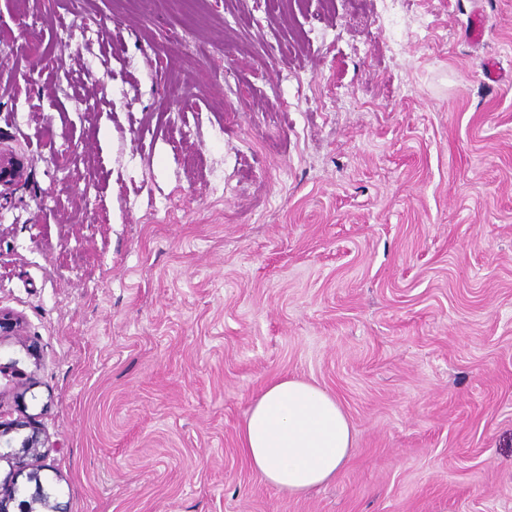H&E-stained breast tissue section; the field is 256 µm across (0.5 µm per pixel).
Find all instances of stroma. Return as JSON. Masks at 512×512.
<instances>
[{"label": "stroma", "mask_w": 512, "mask_h": 512, "mask_svg": "<svg viewBox=\"0 0 512 512\" xmlns=\"http://www.w3.org/2000/svg\"><path fill=\"white\" fill-rule=\"evenodd\" d=\"M0 54V421L68 512H512V0H0ZM284 377L353 433L302 496L238 439Z\"/></svg>", "instance_id": "35a3bbf8"}]
</instances>
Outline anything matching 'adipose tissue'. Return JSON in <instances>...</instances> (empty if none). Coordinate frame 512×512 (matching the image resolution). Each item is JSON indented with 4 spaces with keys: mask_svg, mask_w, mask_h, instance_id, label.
<instances>
[{
    "mask_svg": "<svg viewBox=\"0 0 512 512\" xmlns=\"http://www.w3.org/2000/svg\"><path fill=\"white\" fill-rule=\"evenodd\" d=\"M239 440L254 472L292 496L335 478L353 449L341 405L300 379L270 382L252 403Z\"/></svg>",
    "mask_w": 512,
    "mask_h": 512,
    "instance_id": "adipose-tissue-1",
    "label": "adipose tissue"
}]
</instances>
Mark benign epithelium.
Here are the masks:
<instances>
[{
	"mask_svg": "<svg viewBox=\"0 0 512 512\" xmlns=\"http://www.w3.org/2000/svg\"><path fill=\"white\" fill-rule=\"evenodd\" d=\"M22 174L21 164L13 157H5L0 154V185L8 186ZM28 430L21 447L6 453H0V459H5L12 466L9 475L0 484V512H10L12 502H17L18 512H36L35 506L39 505L46 512H64L58 502L50 501L51 494L47 492L40 478V471L44 468L42 460L45 457L46 439L37 423L28 418L12 422H0V447H12L11 434L21 430ZM26 475V480L34 484L30 493V500L16 501V493L19 491L17 478Z\"/></svg>",
	"mask_w": 512,
	"mask_h": 512,
	"instance_id": "obj_1",
	"label": "benign epithelium"
}]
</instances>
